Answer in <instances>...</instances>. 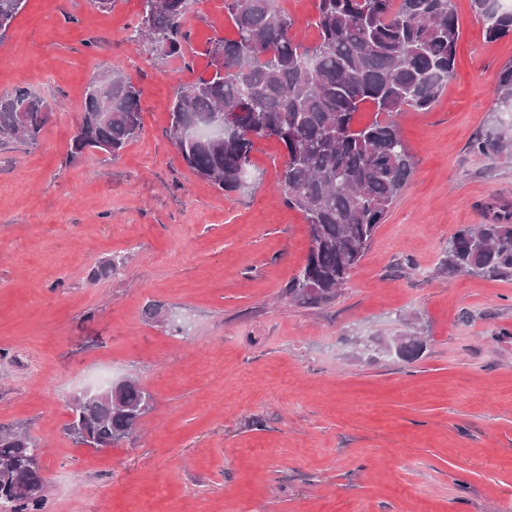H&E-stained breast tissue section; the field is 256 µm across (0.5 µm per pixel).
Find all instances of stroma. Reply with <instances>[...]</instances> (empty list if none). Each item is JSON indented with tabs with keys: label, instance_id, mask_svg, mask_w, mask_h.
<instances>
[{
	"label": "stroma",
	"instance_id": "stroma-1",
	"mask_svg": "<svg viewBox=\"0 0 512 512\" xmlns=\"http://www.w3.org/2000/svg\"><path fill=\"white\" fill-rule=\"evenodd\" d=\"M455 6L454 76L395 117L413 174L336 298L307 307L285 295L310 241L276 187L280 145L257 142L253 183L224 192L164 133L175 88L235 35L224 0L187 17L183 60L132 40L140 0H26L0 93L54 116L37 145L0 146V427L45 446L48 512H512V279L439 272L460 227L512 204V160L472 149L512 36ZM115 69L142 91L140 138L71 156L90 78ZM404 314L419 357L359 355ZM128 375L155 399L136 435L76 445L70 399Z\"/></svg>",
	"mask_w": 512,
	"mask_h": 512
}]
</instances>
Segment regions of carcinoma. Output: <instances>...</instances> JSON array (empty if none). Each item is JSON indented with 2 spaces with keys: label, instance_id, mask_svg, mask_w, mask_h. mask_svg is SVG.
Returning a JSON list of instances; mask_svg holds the SVG:
<instances>
[{
  "label": "carcinoma",
  "instance_id": "carcinoma-1",
  "mask_svg": "<svg viewBox=\"0 0 512 512\" xmlns=\"http://www.w3.org/2000/svg\"><path fill=\"white\" fill-rule=\"evenodd\" d=\"M26 0H0V40ZM197 0H141L134 36L159 54L182 58L185 20ZM471 0L488 40L512 35V9L488 10ZM317 41L293 31L276 0H224L236 38L207 50L216 71L179 86L169 134L185 165L218 189L241 187L259 140L283 150L278 178L285 204L308 226L304 265L288 282L292 301L318 306L336 298L368 252L376 230L411 177L415 160L393 117L406 108L427 111L453 76L459 23L453 0H316ZM499 111L512 112V63L495 87ZM141 90L120 71L91 81L71 153L99 150L112 157L143 130ZM369 103L375 118L355 126ZM228 108L237 130L199 140L188 129ZM52 111L17 88L0 94V144L38 143ZM473 150L512 159V124L480 134ZM487 223L449 240L441 269L450 275L512 278V209L488 206ZM154 398L136 380L105 398L78 394L68 403L66 433L92 444L130 438ZM44 448L27 431L0 429V512H47Z\"/></svg>",
  "mask_w": 512,
  "mask_h": 512
}]
</instances>
